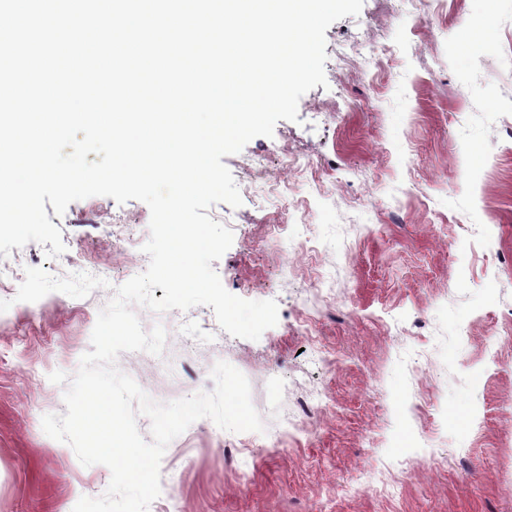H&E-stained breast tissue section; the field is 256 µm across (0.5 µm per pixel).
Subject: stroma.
<instances>
[{"label": "stroma", "mask_w": 512, "mask_h": 512, "mask_svg": "<svg viewBox=\"0 0 512 512\" xmlns=\"http://www.w3.org/2000/svg\"><path fill=\"white\" fill-rule=\"evenodd\" d=\"M471 0H364L358 16L326 31V86L305 93L297 121L224 157L240 207L213 205L211 218L233 243L213 267L228 292L273 300L279 318L256 341L223 331L211 307L154 315L167 340L162 355L123 353L121 369L154 400L214 388L220 360L251 385L260 415L279 412L264 437L234 433L203 418L168 445L161 494L148 512H512V85L486 91L512 63V11L476 30L475 47L456 39ZM413 13L420 28L405 26ZM386 47L382 61L364 52ZM406 113L395 134L386 115ZM492 159L479 183L464 180L461 145L470 122ZM477 199L475 220L461 199ZM140 201L94 196L71 203L53 223L66 250L50 258L35 242L12 249L23 280L0 271V512H73L81 497L104 492L105 476L47 436L45 414L65 410L63 386L91 349L99 311L114 288L144 272L141 249L122 250L116 225H146ZM314 248L300 250L294 225ZM475 246L470 279L457 284L453 245ZM497 298L484 303V291ZM473 313L466 331L445 308ZM464 346L446 366L440 337ZM337 357L328 372L319 351ZM488 365L472 395L467 370ZM415 395L410 407L365 398L375 373ZM478 398L485 426L471 447L455 449L443 408ZM409 422L428 435L421 456H377L369 489L355 492L369 436L388 437ZM302 427L288 450L273 441ZM255 462L246 478L239 460Z\"/></svg>", "instance_id": "obj_1"}]
</instances>
